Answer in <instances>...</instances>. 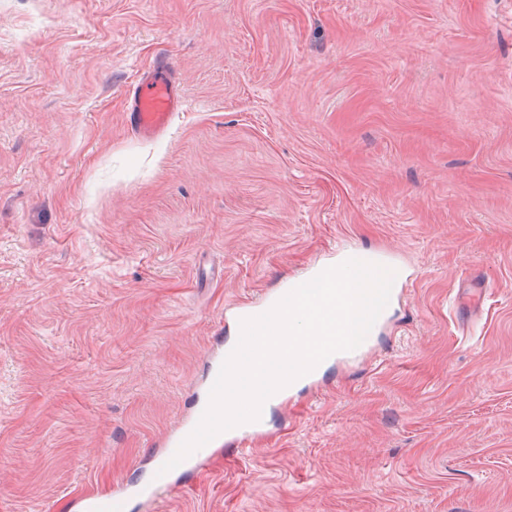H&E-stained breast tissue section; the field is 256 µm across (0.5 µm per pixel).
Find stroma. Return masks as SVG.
Masks as SVG:
<instances>
[{"instance_id": "obj_1", "label": "stroma", "mask_w": 512, "mask_h": 512, "mask_svg": "<svg viewBox=\"0 0 512 512\" xmlns=\"http://www.w3.org/2000/svg\"><path fill=\"white\" fill-rule=\"evenodd\" d=\"M346 250L402 272L364 350L128 512H512V0H0V512L152 478L236 312ZM129 123L141 138L162 134L181 103L179 91L164 67L144 71L130 91ZM266 425V421L260 418L257 421L245 423L238 429H229L226 430L215 438H213L210 442L202 446L201 448H214L217 445L218 440L217 437H222L224 435V446L228 448H239L242 447L246 442L252 441L256 438L261 437L264 434V428Z\"/></svg>"}]
</instances>
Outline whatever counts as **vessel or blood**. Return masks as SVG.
<instances>
[{
    "mask_svg": "<svg viewBox=\"0 0 512 512\" xmlns=\"http://www.w3.org/2000/svg\"><path fill=\"white\" fill-rule=\"evenodd\" d=\"M129 123L139 137L151 139L162 134L169 125L173 112L181 103L179 91L168 71L155 67L144 71L130 92ZM265 420L243 424L239 428L226 430L224 445L228 448L242 447L246 442L259 438L264 433Z\"/></svg>",
    "mask_w": 512,
    "mask_h": 512,
    "instance_id": "1",
    "label": "vessel or blood"
}]
</instances>
